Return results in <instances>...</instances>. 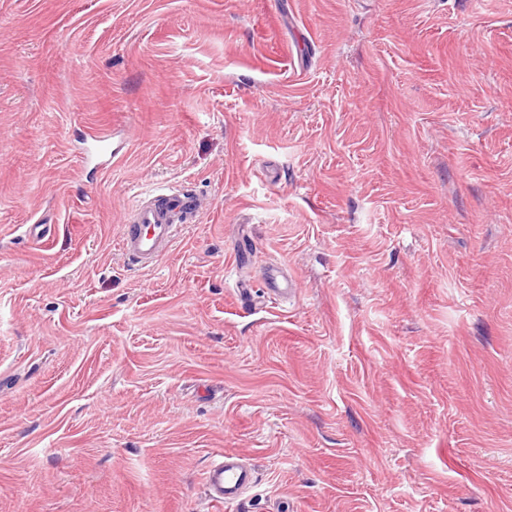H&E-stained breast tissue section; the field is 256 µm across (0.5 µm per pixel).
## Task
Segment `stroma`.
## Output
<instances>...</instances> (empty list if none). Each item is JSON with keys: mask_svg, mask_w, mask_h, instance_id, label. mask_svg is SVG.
Returning a JSON list of instances; mask_svg holds the SVG:
<instances>
[{"mask_svg": "<svg viewBox=\"0 0 512 512\" xmlns=\"http://www.w3.org/2000/svg\"><path fill=\"white\" fill-rule=\"evenodd\" d=\"M0 512H512V0H0ZM153 202L140 204L123 225L121 248L140 264H153L176 239L180 227L196 217L200 203L181 191L153 194ZM163 202V207L158 206ZM264 281L266 283L269 298H271V296L274 300L278 297L284 296L291 298L296 294L297 288L295 281L291 278L287 281L281 268L278 266H271L267 268ZM204 482L213 503L233 505L254 484L255 471L236 456L224 454L207 468Z\"/></svg>", "mask_w": 512, "mask_h": 512, "instance_id": "1", "label": "stroma"}]
</instances>
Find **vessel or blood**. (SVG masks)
Returning a JSON list of instances; mask_svg holds the SVG:
<instances>
[{
	"label": "vessel or blood",
	"instance_id": "obj_1",
	"mask_svg": "<svg viewBox=\"0 0 512 512\" xmlns=\"http://www.w3.org/2000/svg\"><path fill=\"white\" fill-rule=\"evenodd\" d=\"M200 203L195 196L172 191L159 193L153 203L138 205L123 227L121 247L140 264L154 263L176 239L182 224L196 216ZM269 296H294L295 281L286 279L280 267H268L264 278ZM205 490L213 503L236 504L255 482V471L236 456L224 455L204 476Z\"/></svg>",
	"mask_w": 512,
	"mask_h": 512
}]
</instances>
